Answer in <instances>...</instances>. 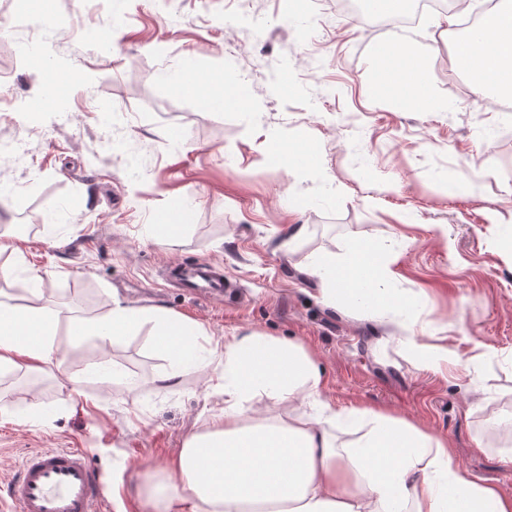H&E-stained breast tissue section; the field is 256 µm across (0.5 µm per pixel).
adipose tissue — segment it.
Instances as JSON below:
<instances>
[{
    "label": "adipose tissue",
    "mask_w": 512,
    "mask_h": 512,
    "mask_svg": "<svg viewBox=\"0 0 512 512\" xmlns=\"http://www.w3.org/2000/svg\"><path fill=\"white\" fill-rule=\"evenodd\" d=\"M451 61L512 96V8L483 14ZM374 74L378 88L409 108H448L424 58L401 39L378 47ZM395 251L390 242L358 240L338 255H311L306 272L327 306L344 298L375 320L388 311L408 319L413 296L387 286ZM147 320L173 373L200 367L202 326L167 312L116 302L105 319L70 321L69 332L77 342L110 343ZM54 324L38 293L23 304L1 299L0 371L61 365ZM223 348L212 389L224 404L204 431L185 438L164 468L166 480L148 477L142 495L152 512H512V492L472 479L456 465L447 438L381 410L333 409L321 396L323 374L302 345L253 331ZM257 395L287 415L255 417L250 401ZM339 421L359 432L342 446L332 432Z\"/></svg>",
    "instance_id": "1"
}]
</instances>
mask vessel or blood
<instances>
[{"label":"vessel or blood","mask_w":512,"mask_h":512,"mask_svg":"<svg viewBox=\"0 0 512 512\" xmlns=\"http://www.w3.org/2000/svg\"><path fill=\"white\" fill-rule=\"evenodd\" d=\"M170 277L183 290L198 295L220 296L226 286L223 267L207 261L173 266ZM103 486L84 449L47 448L25 456L0 486V496L19 512H103Z\"/></svg>","instance_id":"vessel-or-blood-1"}]
</instances>
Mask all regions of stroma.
<instances>
[{"label": "stroma", "mask_w": 512, "mask_h": 512, "mask_svg": "<svg viewBox=\"0 0 512 512\" xmlns=\"http://www.w3.org/2000/svg\"><path fill=\"white\" fill-rule=\"evenodd\" d=\"M0 0V296L37 286L56 315L61 369L30 383L0 373V484L31 451L82 448L105 479L108 512H147L144 466L162 467L205 430L213 365L170 370L152 323L112 343L72 341L71 318L102 319L111 301L200 323L202 356L258 330L305 346L336 410L366 406L448 437L471 476L512 490V256L489 222L508 214L512 111L497 112L455 69L453 26L437 13L407 35L429 65L445 112H417L367 83L384 36L322 0ZM244 82L246 101L215 109L203 92L174 93L188 68ZM48 109H37L42 99ZM179 130L172 138L171 130ZM309 143L317 172L289 171L267 140ZM193 212L176 245L156 242L171 198ZM32 231L13 234L17 215ZM304 225L299 242L294 226ZM406 240L390 263L411 293L412 335L469 358L415 368L391 323L323 304L304 271L314 252L352 241ZM219 263L223 300L191 297L168 266ZM106 360L124 373L72 393L66 374Z\"/></svg>", "instance_id": "35a3bbf8"}]
</instances>
